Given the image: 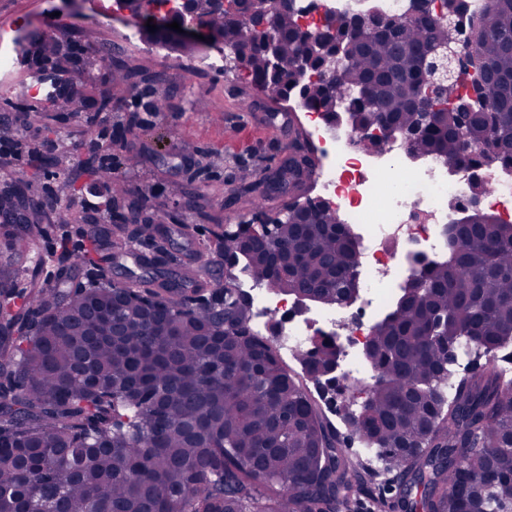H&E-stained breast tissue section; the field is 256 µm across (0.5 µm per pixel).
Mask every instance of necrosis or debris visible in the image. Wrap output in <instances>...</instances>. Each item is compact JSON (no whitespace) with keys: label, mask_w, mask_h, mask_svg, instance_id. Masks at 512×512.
I'll use <instances>...</instances> for the list:
<instances>
[{"label":"necrosis or debris","mask_w":512,"mask_h":512,"mask_svg":"<svg viewBox=\"0 0 512 512\" xmlns=\"http://www.w3.org/2000/svg\"><path fill=\"white\" fill-rule=\"evenodd\" d=\"M371 10L405 18L411 3L315 0L314 9L301 19L315 29L325 17ZM304 119L305 133L320 157L314 188L336 210L355 245L354 296L336 307L303 301L270 290L245 264L234 273L235 286L248 301L252 332L269 337L282 360L294 359L313 339L328 338L337 347L338 383L367 386L379 376L366 349L374 327L397 308L420 265L447 262L452 225L476 210L512 223V168L469 169L435 156L417 159L396 134L386 138L380 151L366 152L351 126L311 109ZM480 182L492 184V192H477Z\"/></svg>","instance_id":"1"}]
</instances>
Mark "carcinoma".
I'll return each instance as SVG.
<instances>
[{
    "label": "carcinoma",
    "mask_w": 512,
    "mask_h": 512,
    "mask_svg": "<svg viewBox=\"0 0 512 512\" xmlns=\"http://www.w3.org/2000/svg\"><path fill=\"white\" fill-rule=\"evenodd\" d=\"M200 24L235 47L259 88L278 100L299 95L332 120L341 113L378 149L389 133L429 120L412 152L454 164L512 167V0H433L421 19L373 14L360 27L336 25L343 54L336 76L297 80L302 49L293 5L231 0L220 13L193 0ZM260 15L279 44L263 54ZM435 45L460 58L447 86L429 95L424 57ZM108 90L88 100L99 114L120 108L128 75L112 63ZM47 101L63 110L55 69ZM317 157L307 140L288 161V190L310 189ZM86 174L112 183L99 211L113 215L126 195L112 168ZM11 197L33 198L32 183L0 171ZM230 234L217 225L199 243L250 261L267 287L336 306L350 298L355 247L325 206L293 202L277 220ZM450 262L424 269L399 307L376 328L369 358L380 377L352 414L334 415L346 434L379 447L397 471L404 512H512V376L471 368L453 375L455 346L468 337L481 358L512 342V224L475 212L455 226ZM83 249L87 282L68 276L73 251L60 238L56 285L21 296L0 270V512H336L367 492L356 464L338 451L325 394L336 345L316 339L283 362L271 339L251 332L243 295L227 282L204 296L170 279L162 288L136 278L101 288L104 259ZM455 377L457 392L440 386ZM313 381L312 393L307 381Z\"/></svg>",
    "instance_id": "carcinoma-1"
}]
</instances>
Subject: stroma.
Returning <instances> with one entry per match:
<instances>
[{
	"mask_svg": "<svg viewBox=\"0 0 512 512\" xmlns=\"http://www.w3.org/2000/svg\"><path fill=\"white\" fill-rule=\"evenodd\" d=\"M59 5V0H0V25L28 18L35 28H45L47 15ZM67 21L68 38L77 52H85L90 43L101 45L109 57L155 74L156 89L168 96L170 109L143 112L145 88L136 85L127 89L124 107L105 119L88 110L52 111L47 102L27 95L25 80L35 69L19 60L9 99L21 110L14 113L0 148L9 149L11 140L18 139L23 148L55 156L58 166L36 174L26 160L14 157L8 164L17 175L31 179L48 215L41 233L30 240L38 259L12 265V287L31 289L57 279L60 269L50 256L62 231H69L76 245L95 244L99 255L108 257L116 242L126 239L135 224L149 223L159 207L181 215L187 226L182 234L169 233L164 224L158 227L174 258L168 272L197 273L210 282L224 276L223 256L212 254L210 264L202 265L197 244L216 225L233 230L253 218L256 186L287 163L294 143L287 111L249 83L193 68L185 59L162 61L130 46L123 39L127 25L121 20L101 24L87 10ZM91 155L106 165L116 157L137 156L135 167L120 171L131 199L138 202L135 223L114 224L103 217L92 224L56 222L57 212L74 216L97 204L95 179L82 178L74 191L68 187L71 171Z\"/></svg>",
	"mask_w": 512,
	"mask_h": 512,
	"instance_id": "35a3bbf8",
	"label": "stroma"
}]
</instances>
